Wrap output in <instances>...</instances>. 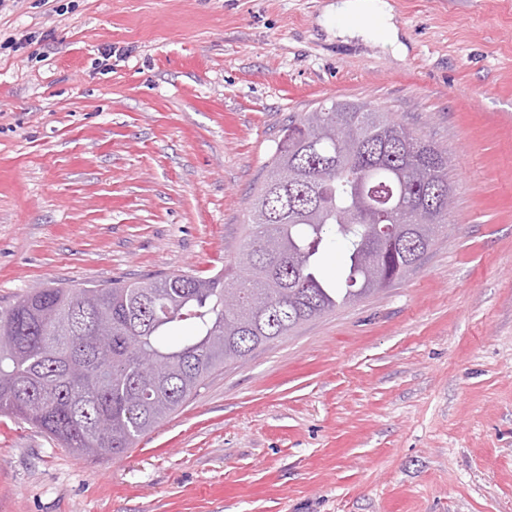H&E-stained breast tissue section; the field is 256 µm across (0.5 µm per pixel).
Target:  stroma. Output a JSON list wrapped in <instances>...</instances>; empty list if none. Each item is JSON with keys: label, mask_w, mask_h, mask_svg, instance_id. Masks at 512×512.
I'll return each mask as SVG.
<instances>
[{"label": "stroma", "mask_w": 512, "mask_h": 512, "mask_svg": "<svg viewBox=\"0 0 512 512\" xmlns=\"http://www.w3.org/2000/svg\"><path fill=\"white\" fill-rule=\"evenodd\" d=\"M20 0L0 11V307L209 276L289 121L370 101L446 149L408 275L215 371L122 456L0 415V512H512V0ZM337 36L381 34L391 44L398 41L386 0H344L336 4Z\"/></svg>", "instance_id": "35a3bbf8"}]
</instances>
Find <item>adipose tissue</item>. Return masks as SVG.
Segmentation results:
<instances>
[{"label":"adipose tissue","instance_id":"1","mask_svg":"<svg viewBox=\"0 0 512 512\" xmlns=\"http://www.w3.org/2000/svg\"><path fill=\"white\" fill-rule=\"evenodd\" d=\"M336 19L339 35L380 34L392 44L398 40L387 0H342L336 7Z\"/></svg>","mask_w":512,"mask_h":512}]
</instances>
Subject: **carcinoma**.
<instances>
[{
  "label": "carcinoma",
  "instance_id": "1",
  "mask_svg": "<svg viewBox=\"0 0 512 512\" xmlns=\"http://www.w3.org/2000/svg\"><path fill=\"white\" fill-rule=\"evenodd\" d=\"M367 103L327 99L290 122L249 200L233 264L78 290L33 288L0 308V413L80 455L121 456L181 408L224 363L390 286L446 223L448 153L384 112L338 151V122ZM345 244L331 283L319 258ZM239 299L235 312L224 296ZM193 334L168 341L175 323Z\"/></svg>",
  "mask_w": 512,
  "mask_h": 512
}]
</instances>
